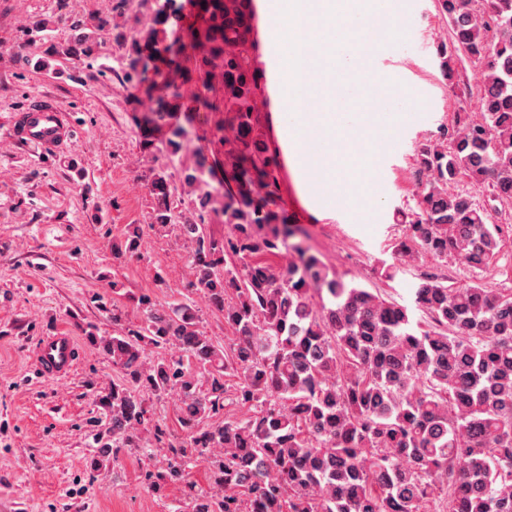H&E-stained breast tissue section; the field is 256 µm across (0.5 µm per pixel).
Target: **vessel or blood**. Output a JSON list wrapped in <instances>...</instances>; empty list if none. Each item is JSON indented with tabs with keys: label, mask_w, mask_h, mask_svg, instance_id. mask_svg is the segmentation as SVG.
I'll return each mask as SVG.
<instances>
[{
	"label": "vessel or blood",
	"mask_w": 512,
	"mask_h": 512,
	"mask_svg": "<svg viewBox=\"0 0 512 512\" xmlns=\"http://www.w3.org/2000/svg\"><path fill=\"white\" fill-rule=\"evenodd\" d=\"M16 138L37 148H54L73 143L74 130L65 109L57 101L43 96L31 100L17 111L12 125ZM34 375L41 380H62L70 376L78 360L74 336L56 330L41 337L34 353Z\"/></svg>",
	"instance_id": "obj_1"
}]
</instances>
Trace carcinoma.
<instances>
[{
  "label": "carcinoma",
  "mask_w": 512,
  "mask_h": 512,
  "mask_svg": "<svg viewBox=\"0 0 512 512\" xmlns=\"http://www.w3.org/2000/svg\"><path fill=\"white\" fill-rule=\"evenodd\" d=\"M251 2L206 0L193 30V41L208 48L196 61L202 87L218 76L224 90L230 185L216 192L199 157L182 172L195 194L186 214L171 175L153 174L150 227L178 225L192 244L196 277L183 301L157 304L144 295L139 322L123 321L114 308L121 332L88 336L118 373L96 399V422L107 429L96 435L95 453L138 447L147 402L175 392L183 443L175 447L155 424L172 460L144 481L159 491L186 481L191 460L207 462L217 492L195 494L193 512H512V289L455 287L445 275L423 273L413 291L423 319L415 322L408 306L309 253L277 210L278 159L255 116ZM125 6L107 3L92 26L69 20L70 40L48 50L96 61L109 43L122 59L112 73L147 94L162 55L182 52L167 37L183 5L156 0L144 32L113 20ZM437 8L448 24L436 48L444 79L455 89L456 63L482 65L480 117L458 114L452 131L417 146L415 205L401 212L405 230L394 252L402 265L424 252L477 269L497 263L503 228L474 195L448 185L465 178L512 205V0H437ZM181 111L193 108L175 90L136 123L157 125ZM187 141L175 127L162 149L175 156ZM218 215L234 232L201 233ZM284 252L287 266L268 261ZM234 257L249 262L240 268ZM196 291L224 316L229 347L199 329ZM169 346L178 353L147 360ZM230 402L249 415L227 416Z\"/></svg>",
  "instance_id": "1"
}]
</instances>
